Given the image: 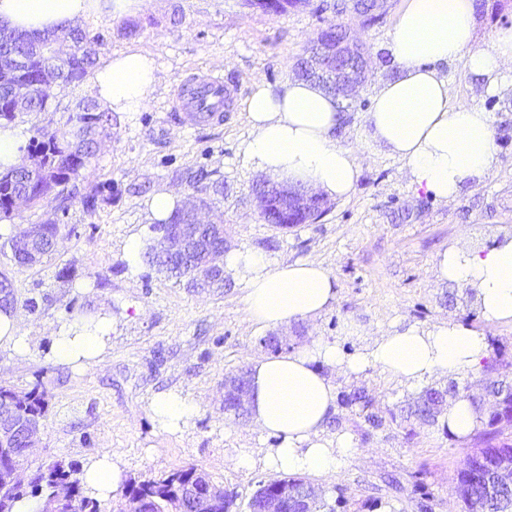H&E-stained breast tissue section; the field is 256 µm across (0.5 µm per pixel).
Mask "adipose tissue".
Segmentation results:
<instances>
[{
    "label": "adipose tissue",
    "instance_id": "adipose-tissue-1",
    "mask_svg": "<svg viewBox=\"0 0 512 512\" xmlns=\"http://www.w3.org/2000/svg\"><path fill=\"white\" fill-rule=\"evenodd\" d=\"M144 0H0V25L46 33L95 12L125 15ZM389 50L396 74L373 97L367 122L375 138L410 170L428 195L454 200L465 181L482 182L497 166L491 120L480 107L452 103L443 65L463 62L474 84L499 91L512 73V25L477 42L475 0H407L391 32ZM159 83L153 56L142 49L115 53L101 66L94 87L102 105L115 112H137ZM242 107L253 129L244 160L254 168L328 194L346 197L359 176L354 151L340 145L336 130L345 118L338 100L317 85L294 79L281 88L254 78ZM226 270L243 278L249 323L278 327L333 308L336 280L315 261L271 264L249 250L224 253ZM441 281L474 289L481 316L512 323V234L474 250L456 238L435 260ZM111 331L102 322L85 331L80 320L58 325L54 354L81 363L97 360ZM489 352L485 333L459 321L429 328L407 326L374 339L358 355L346 356L336 342L314 340L299 348L255 359L251 365L249 410L260 434L276 439L261 463L274 473L335 475L350 455L346 437L327 441L322 428L336 408V387L327 369L359 374L375 367L409 385L443 375L477 370ZM150 409L163 425L180 428L198 409L195 401L164 392ZM116 454L103 449L82 474L91 495L106 498L118 490L123 474Z\"/></svg>",
    "mask_w": 512,
    "mask_h": 512
}]
</instances>
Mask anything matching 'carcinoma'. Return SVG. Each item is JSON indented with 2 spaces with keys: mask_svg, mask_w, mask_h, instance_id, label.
<instances>
[{
  "mask_svg": "<svg viewBox=\"0 0 512 512\" xmlns=\"http://www.w3.org/2000/svg\"><path fill=\"white\" fill-rule=\"evenodd\" d=\"M338 18L334 24V32L340 36L348 35V31L339 22V18L355 7L359 15H367V22L373 23L380 17L384 3L376 4L374 11H369V0H360L351 4V0H334L326 4ZM100 35L87 29L71 24L59 30L45 34H27L0 26V120L12 121L20 112H47L49 100L34 96H25V88L38 82L40 70L51 55L56 53V44L60 41L71 43L72 51L65 61L64 71L57 75V84L78 86L96 67V57L88 50V45L97 42ZM21 58L20 69L4 67L3 60ZM112 116L100 109L93 100H81L76 105V115L70 121L80 127V135L74 136L71 130L63 132L37 130L36 135L29 139L26 146L30 167L18 169L16 166L0 168V173L13 172L15 177L10 182L0 183V221L14 218L10 198H24L34 207L45 199L54 196L66 203L75 195L69 185L75 181L81 171L89 167L96 155L98 140L111 124ZM194 215L191 210L178 208L171 216L153 226L158 231L169 224H191ZM148 261L161 271H167L177 279H187L186 285L194 287L193 281L203 272L202 258L180 265L163 257L157 247L150 246L145 252ZM457 396L459 390L448 391V388L429 387L425 389L408 406V414L419 418L425 413L439 417L448 407V395ZM49 402L45 391L34 386L26 391V401L15 405L10 397L0 391V413L13 412L21 418L28 414L46 416ZM477 448L467 455L463 467L457 477L464 478L469 471L486 473V464L500 459L506 454L512 456V444L499 438L497 422L488 421L486 429L476 437ZM16 450L0 452V478L24 463L20 449L27 447L22 437L14 442ZM198 468L195 466L175 469L158 478L136 481L130 480L123 487L128 512H153V508H164L167 502L178 496L181 488L197 481ZM80 468L63 460L41 463L33 468V480L25 487H1L0 497L7 503H0V512H14L16 503L36 494L49 497L53 488L59 483H66L71 489L70 495L56 502V512H100L99 501L87 494L78 477ZM309 483L302 478L269 479L258 482V488L250 498L259 497L276 491L288 500L286 512H335V507L318 500L314 495L308 496L304 491ZM468 495L471 502L466 504L467 512H483L485 497L481 481L469 485Z\"/></svg>",
  "mask_w": 512,
  "mask_h": 512,
  "instance_id": "1",
  "label": "carcinoma"
}]
</instances>
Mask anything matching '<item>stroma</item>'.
<instances>
[{
	"mask_svg": "<svg viewBox=\"0 0 512 512\" xmlns=\"http://www.w3.org/2000/svg\"><path fill=\"white\" fill-rule=\"evenodd\" d=\"M320 2L273 15L249 0H145L132 15L83 20V28L101 36L98 61L141 47L153 54L160 83L141 111L113 113L95 160L78 177V186L100 188L94 210L76 199L61 211L50 198L0 223V272L12 283L11 310L29 341L23 353L0 341V384L24 390L38 384L49 400L34 460L83 466L110 448L128 480L194 465L238 491L236 512H248L257 483L272 479L263 466L247 469L240 460L272 447L273 438L256 432L250 419L224 412L225 376L265 353V330L246 320L240 277L228 271L223 287L193 290L144 262L130 270L123 257L130 238H155L150 196L172 190L187 199L199 181L224 186L203 218L223 224L230 249L259 251L273 264L314 260L335 277L338 297L330 311L276 328L288 348L320 338L353 356L380 333L455 320L488 336L498 374L512 380V325L485 321L474 291L438 281L435 267L459 227L469 228L477 248L512 234V85L487 94L462 62L446 68L451 101L489 113L497 169L490 179L466 184L454 201L435 200L416 189L407 166L373 138L366 120L375 91L394 73L388 44L405 0H386L371 25L352 13L335 17ZM338 21L364 42L370 58L366 82L337 134L355 151L360 176L348 198L328 199L318 222L281 228L266 223L255 206L252 189L268 176L243 161L251 128L242 102L255 76L273 86L293 79L308 41ZM198 70L221 72L233 92L223 124L191 127L170 107L181 80ZM95 97L90 77L54 87L49 111L17 115L12 126L25 141L39 127L66 128L76 103ZM49 218L59 225L53 251L37 265H19L10 238ZM75 316L112 322L100 362L82 368L53 354L54 327ZM330 376L337 392L361 389L372 403L368 411L337 406L324 426L325 438L345 434L353 441L335 479L312 480L327 501L342 497L337 512H419L423 499L431 512H464L457 473L474 442L443 422L406 416L421 386L378 368ZM169 391L198 404L176 432L162 428L150 409L156 394ZM371 411L383 416L381 426L367 421Z\"/></svg>",
	"mask_w": 512,
	"mask_h": 512,
	"instance_id": "obj_1",
	"label": "stroma"
}]
</instances>
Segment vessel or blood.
<instances>
[{"mask_svg": "<svg viewBox=\"0 0 512 512\" xmlns=\"http://www.w3.org/2000/svg\"><path fill=\"white\" fill-rule=\"evenodd\" d=\"M230 92L224 77L216 71L188 74L180 83L173 100L175 111L186 113L191 123H219Z\"/></svg>", "mask_w": 512, "mask_h": 512, "instance_id": "1", "label": "vessel or blood"}]
</instances>
